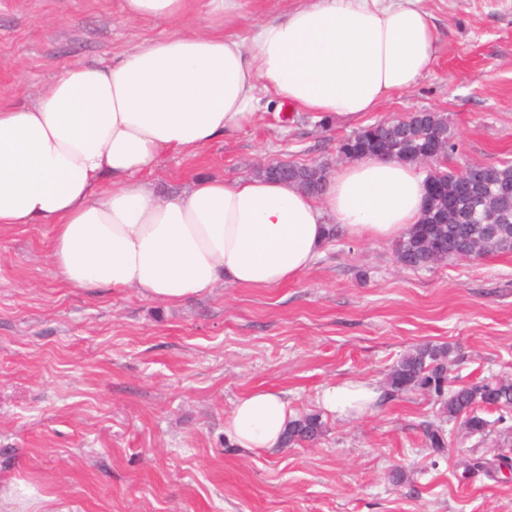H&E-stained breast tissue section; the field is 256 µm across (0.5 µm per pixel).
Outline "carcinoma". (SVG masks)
<instances>
[{
	"label": "carcinoma",
	"instance_id": "cac0c4a2",
	"mask_svg": "<svg viewBox=\"0 0 512 512\" xmlns=\"http://www.w3.org/2000/svg\"><path fill=\"white\" fill-rule=\"evenodd\" d=\"M430 132V128L418 123L412 115L405 122L383 121L363 127L360 134L371 140H384L396 149V153L410 155L418 138ZM498 186L486 187L482 201L466 203L470 218L462 224H436L433 214L424 209L419 224L398 240L395 253L398 260L406 261L410 269H429L436 266L434 257L441 262L450 259H475L483 253H502L504 249H488L481 233L485 210L492 206ZM448 348L424 345L404 356L391 369L387 386L392 393L402 394L411 390L422 391L436 398L441 413L448 419L463 418L466 429L472 434H482L488 426L479 410L492 407L505 413L512 412V380L497 378L476 383L449 386ZM323 432V423L317 413H309L295 419L284 436V444L314 441ZM424 443L433 452H447L448 441L440 427L428 426L424 430Z\"/></svg>",
	"mask_w": 512,
	"mask_h": 512
}]
</instances>
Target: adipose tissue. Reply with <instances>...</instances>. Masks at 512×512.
<instances>
[{"label":"adipose tissue","instance_id":"1","mask_svg":"<svg viewBox=\"0 0 512 512\" xmlns=\"http://www.w3.org/2000/svg\"><path fill=\"white\" fill-rule=\"evenodd\" d=\"M247 0H120L128 21L166 19L103 66L72 65L30 105L0 101V229L52 227L50 258L73 288H129L176 304L224 281L277 288L320 256L328 224L354 239L401 237L420 218L417 165L354 160L313 197L265 178H201L176 195L150 175L173 151L193 153L249 124L257 91L302 112L357 123L432 68L438 35L420 0H294L230 35ZM205 6L204 34L184 23ZM380 393L345 380L319 403L337 418L376 407ZM294 413L282 392L257 388L224 419L239 447H281Z\"/></svg>","mask_w":512,"mask_h":512}]
</instances>
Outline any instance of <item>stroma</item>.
Listing matches in <instances>:
<instances>
[{"label": "stroma", "instance_id": "35a3bbf8", "mask_svg": "<svg viewBox=\"0 0 512 512\" xmlns=\"http://www.w3.org/2000/svg\"><path fill=\"white\" fill-rule=\"evenodd\" d=\"M420 5L437 61L363 125L440 112L457 145L449 169L512 163V0ZM172 31L122 20L119 0H0V94L30 104L66 67ZM352 130L263 93L235 137L169 154L151 178L173 195L276 160L333 169ZM51 236L47 224L0 230V482L33 488L32 512H512V419L486 411L472 434L433 397L391 398L386 384L425 344L449 347L456 384L512 379V253L413 271L394 241L341 235L283 287L220 283L165 304L66 286ZM347 379L383 403L350 421L322 412V389ZM259 387L295 413L321 412L323 434L271 453L234 446L224 418ZM430 425L447 453L425 446Z\"/></svg>", "mask_w": 512, "mask_h": 512}]
</instances>
